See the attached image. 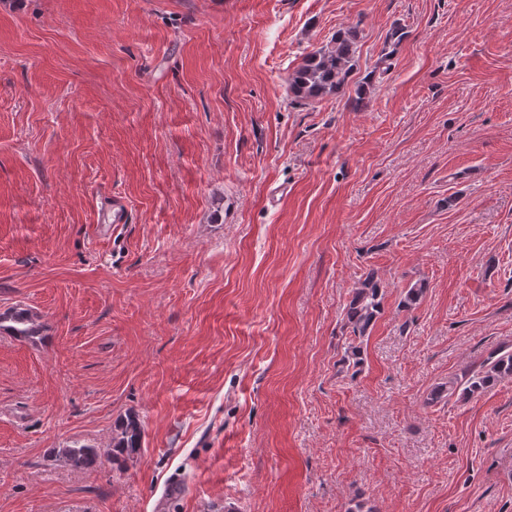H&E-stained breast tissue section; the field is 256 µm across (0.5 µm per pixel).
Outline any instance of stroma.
Masks as SVG:
<instances>
[{
    "label": "stroma",
    "mask_w": 512,
    "mask_h": 512,
    "mask_svg": "<svg viewBox=\"0 0 512 512\" xmlns=\"http://www.w3.org/2000/svg\"><path fill=\"white\" fill-rule=\"evenodd\" d=\"M340 28L348 84L294 101ZM16 308L43 337L0 331V512H512V380L425 403L512 346V0H0ZM128 414L138 460H56ZM385 293L383 286L373 273H367L359 286L351 291V296L343 308L342 328L346 337L344 352L339 364L340 373L353 378L363 363V339L368 337L378 317L383 312Z\"/></svg>",
    "instance_id": "35a3bbf8"
}]
</instances>
